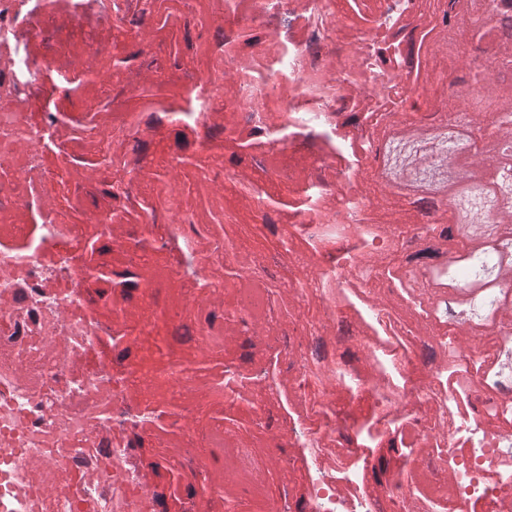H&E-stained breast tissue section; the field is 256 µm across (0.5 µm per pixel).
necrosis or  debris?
I'll return each mask as SVG.
<instances>
[{
    "label": "necrosis or debris",
    "instance_id": "1",
    "mask_svg": "<svg viewBox=\"0 0 512 512\" xmlns=\"http://www.w3.org/2000/svg\"><path fill=\"white\" fill-rule=\"evenodd\" d=\"M145 2L0 0V512H266L212 481L258 442L288 512H512V333L435 358L453 321L388 273L422 227L359 180L448 82L394 77L422 0ZM248 286L296 317L252 338Z\"/></svg>",
    "mask_w": 512,
    "mask_h": 512
}]
</instances>
